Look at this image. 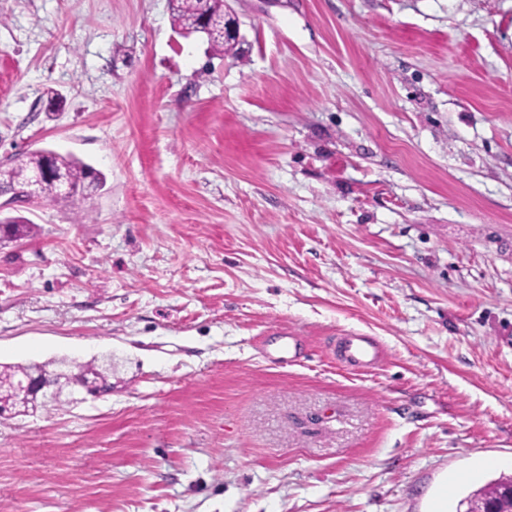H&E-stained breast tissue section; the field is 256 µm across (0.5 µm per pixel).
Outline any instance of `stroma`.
<instances>
[{
	"mask_svg": "<svg viewBox=\"0 0 512 512\" xmlns=\"http://www.w3.org/2000/svg\"><path fill=\"white\" fill-rule=\"evenodd\" d=\"M226 5L214 56L170 0H0V167L105 178L0 243V364L112 354L0 420V512H456L512 476V0ZM345 360L357 367H370L380 361V351L377 343L360 336L348 338L343 347Z\"/></svg>",
	"mask_w": 512,
	"mask_h": 512,
	"instance_id": "stroma-1",
	"label": "stroma"
}]
</instances>
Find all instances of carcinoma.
<instances>
[{"label": "carcinoma", "mask_w": 512, "mask_h": 512, "mask_svg": "<svg viewBox=\"0 0 512 512\" xmlns=\"http://www.w3.org/2000/svg\"><path fill=\"white\" fill-rule=\"evenodd\" d=\"M173 2L178 27L187 34L195 32L201 19L205 17L219 19L224 14V0H173ZM43 162L44 157L38 151L16 158L9 168L0 169V189L7 191L23 185L30 171L41 166ZM51 163L69 175L74 192L61 195L56 185L47 181L39 189V195L43 200L72 203L77 197H85L89 191L96 189L93 181L87 179L89 166L79 159L56 152L51 157ZM0 220L4 222V226L0 227V233L9 241L27 238L34 231V225L23 216H7ZM37 366L44 372L54 375L56 386L63 390L73 388L78 380L90 378L96 380L100 393L107 394L112 391V372L103 367L98 357L85 363L62 357L40 365L35 363L0 365V387L12 394L18 409L26 408L29 397L23 392L13 390L12 385L18 377ZM511 485L512 478L502 477L465 497L460 501V505L467 506V512H483L493 502L502 512H508L512 509V500L506 497V490Z\"/></svg>", "instance_id": "1"}]
</instances>
